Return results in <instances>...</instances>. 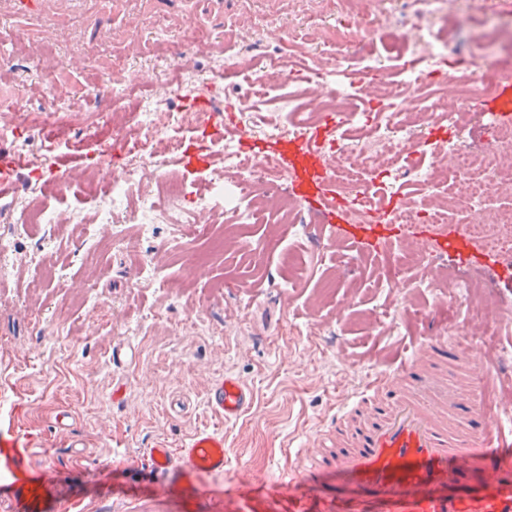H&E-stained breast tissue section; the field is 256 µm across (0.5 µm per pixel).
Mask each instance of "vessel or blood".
Segmentation results:
<instances>
[{"label": "vessel or blood", "mask_w": 512, "mask_h": 512, "mask_svg": "<svg viewBox=\"0 0 512 512\" xmlns=\"http://www.w3.org/2000/svg\"><path fill=\"white\" fill-rule=\"evenodd\" d=\"M322 125L302 137H246L251 155L272 160L290 175L289 190L315 221L336 225L338 239L378 252L402 229L380 221L355 223L349 204L337 198L327 178L319 142ZM207 145L189 144L185 169L208 170ZM412 242L433 243L460 267L485 265L487 256L465 231L434 238L428 225H414ZM493 323H464L448 336L421 337L398 365H386L309 437L310 448L287 479L243 477L221 488L200 482L223 475L224 435L196 430L179 450L149 449V498L189 512L205 501L211 512H512V387H495L492 349L477 348V336ZM210 408L235 422L253 405V394L231 374L207 390ZM42 443L19 415L0 418V512H79L58 488L62 472L40 458Z\"/></svg>", "instance_id": "1"}]
</instances>
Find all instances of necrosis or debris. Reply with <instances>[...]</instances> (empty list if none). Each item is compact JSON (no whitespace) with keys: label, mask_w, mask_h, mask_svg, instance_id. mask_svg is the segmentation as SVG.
<instances>
[{"label":"necrosis or debris","mask_w":512,"mask_h":512,"mask_svg":"<svg viewBox=\"0 0 512 512\" xmlns=\"http://www.w3.org/2000/svg\"><path fill=\"white\" fill-rule=\"evenodd\" d=\"M357 70L372 71L371 57L355 63L312 60L308 76L301 81L271 63L251 71L249 78L264 101L275 106L287 103L288 110L281 113L279 122L292 132L316 125L317 113L306 111L302 99L312 89L322 91L324 107L338 116L322 145L328 174L342 193L352 194L355 222L366 223L383 213L395 224L407 226L423 220L440 228L447 224L448 210L456 202L465 209L466 232L479 247L496 254L511 253L512 210L490 215L485 205L492 196L512 189V125H495L479 157L466 147L463 132L476 117L474 95L511 79L512 58L474 66L467 77L455 79L462 99L453 108L447 97L425 93L427 72L408 67L396 85L388 74H378L377 111L356 109L353 102L363 94L360 82L352 78ZM99 85L116 103L134 88L148 87L154 90L157 103L123 114L112 129V144L133 150L134 163L83 183L84 197L94 204L98 223L173 224L202 235L211 218L224 215L236 224H256L263 222L272 207L290 234L305 236L307 224L298 206L273 195L286 182V173L271 162L244 154L231 135L224 138V164L212 172L206 193L185 202V187L169 176L168 160L181 148L178 125L189 116L159 105L170 97L171 84L158 82L152 70L143 69L131 78L104 76ZM409 184L414 193H406ZM392 195L406 196V205L381 211L382 199ZM388 259L395 268L384 283L388 292L406 300L416 289L436 287V280L410 273L414 267L437 268L436 256L426 246L409 241L392 244Z\"/></svg>","instance_id":"1"}]
</instances>
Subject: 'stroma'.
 I'll use <instances>...</instances> for the list:
<instances>
[{
    "label": "stroma",
    "instance_id": "stroma-1",
    "mask_svg": "<svg viewBox=\"0 0 512 512\" xmlns=\"http://www.w3.org/2000/svg\"><path fill=\"white\" fill-rule=\"evenodd\" d=\"M462 18L439 11L437 0H81L75 11L47 12L20 19L0 0V53L12 72L0 79V99L21 98L30 110L42 106L41 74L32 59L54 57L53 78L84 115L67 128L35 127L29 135L46 145L40 168L60 157L83 158L107 143L112 133L110 99L94 93L99 74L154 69L166 77L162 43H177L187 23L211 36L230 40V52L270 57L299 49L329 60L339 55L373 53L386 73L414 62L392 46L388 25L415 37L449 42L455 56L485 61L508 40L512 0H458ZM270 24L285 27L284 43H235L245 29ZM25 37H18L19 26ZM214 66L208 53L197 73L185 80L183 96L172 99L174 112L189 111L196 100L216 102L245 95L235 76L220 88L204 79ZM18 185L0 210V232L9 228L13 209L30 198L71 207L80 221L48 231L34 229L17 240L9 277L0 278V382L9 389L0 417L21 405L25 424L44 438L43 458L65 469L63 497L84 512H144L142 497L125 488L114 457L132 462L148 449L178 446L195 429H222L224 475L233 484L243 473L260 479L285 474L310 433L335 414L342 399L410 347L427 328L418 312L428 309L431 289H418L415 311L396 323L375 325L372 315L388 307L381 287L378 256L346 242L333 243L329 225L313 223L310 234L294 243L308 263L299 287L284 288L288 275L285 247L264 250L258 259L213 251L214 239L244 236L251 241L282 237L281 224L212 225L208 236L181 239L173 225L159 224L142 238L136 252L113 245L111 230H98L96 249H88L83 226L94 207L70 187L50 194L46 180L22 169ZM210 253L201 276L189 268ZM460 276L478 281L490 295L496 318L492 346L512 381V285L488 267L463 268ZM352 299L347 316L337 304ZM233 373L255 393V404L240 421L227 424L208 409L209 383ZM69 412L66 431L55 430L60 412ZM82 444L83 466L70 467L71 447Z\"/></svg>",
    "mask_w": 512,
    "mask_h": 512
}]
</instances>
